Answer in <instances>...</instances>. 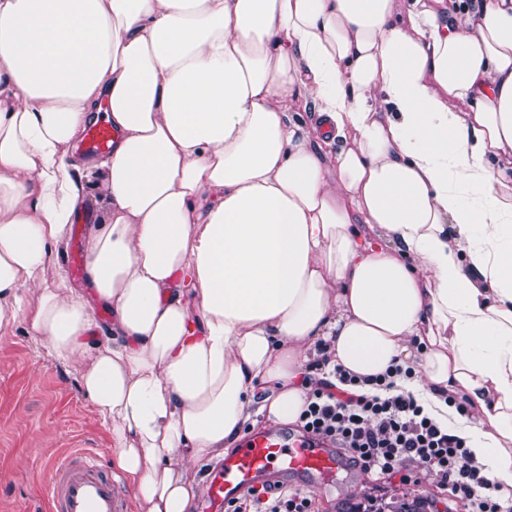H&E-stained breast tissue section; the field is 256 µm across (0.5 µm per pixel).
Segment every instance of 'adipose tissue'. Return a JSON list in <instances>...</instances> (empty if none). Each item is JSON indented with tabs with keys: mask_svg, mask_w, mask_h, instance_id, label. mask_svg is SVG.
Segmentation results:
<instances>
[{
	"mask_svg": "<svg viewBox=\"0 0 512 512\" xmlns=\"http://www.w3.org/2000/svg\"><path fill=\"white\" fill-rule=\"evenodd\" d=\"M442 2L0 0V331L77 366L142 512L323 358L401 366L512 502V0ZM89 200L90 300L45 276ZM114 132L108 123L98 120L88 125L81 146L82 151L89 157H99L112 149Z\"/></svg>",
	"mask_w": 512,
	"mask_h": 512,
	"instance_id": "adipose-tissue-1",
	"label": "adipose tissue"
}]
</instances>
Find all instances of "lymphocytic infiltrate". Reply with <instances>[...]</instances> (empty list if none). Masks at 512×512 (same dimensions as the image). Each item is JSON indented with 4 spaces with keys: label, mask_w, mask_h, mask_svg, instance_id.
<instances>
[{
    "label": "lymphocytic infiltrate",
    "mask_w": 512,
    "mask_h": 512,
    "mask_svg": "<svg viewBox=\"0 0 512 512\" xmlns=\"http://www.w3.org/2000/svg\"><path fill=\"white\" fill-rule=\"evenodd\" d=\"M372 394L339 399L328 383L307 393L298 423L308 433L330 441L350 463L365 472L393 477L418 464L427 474L465 499L470 512H506L486 488L489 484L471 460L465 440L436 422L412 394L393 393L391 374L377 376ZM232 512H313L302 491L254 489Z\"/></svg>",
    "instance_id": "obj_1"
}]
</instances>
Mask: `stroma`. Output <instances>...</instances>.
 <instances>
[{"label": "stroma", "instance_id": "stroma-1", "mask_svg": "<svg viewBox=\"0 0 512 512\" xmlns=\"http://www.w3.org/2000/svg\"><path fill=\"white\" fill-rule=\"evenodd\" d=\"M81 448L96 452L101 464L111 467V434L82 393L75 369L54 361L24 325L0 333V512H48L42 488L45 459ZM305 492L316 512L418 498L427 502L426 512H468L465 502L418 468L409 480L386 481L350 466Z\"/></svg>", "mask_w": 512, "mask_h": 512}]
</instances>
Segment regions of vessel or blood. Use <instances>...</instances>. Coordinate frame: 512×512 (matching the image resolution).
I'll return each mask as SVG.
<instances>
[{"label": "vessel or blood", "mask_w": 512, "mask_h": 512, "mask_svg": "<svg viewBox=\"0 0 512 512\" xmlns=\"http://www.w3.org/2000/svg\"><path fill=\"white\" fill-rule=\"evenodd\" d=\"M114 132L104 121L88 125L81 142L90 157L107 154ZM343 456L327 442L290 439L279 430L246 436L240 450L211 465L204 477L210 512H226L239 492L264 485H287L289 478L332 480ZM45 496L50 512H125L122 480L107 474L95 453L75 450L45 466Z\"/></svg>", "instance_id": "b4317fda"}]
</instances>
